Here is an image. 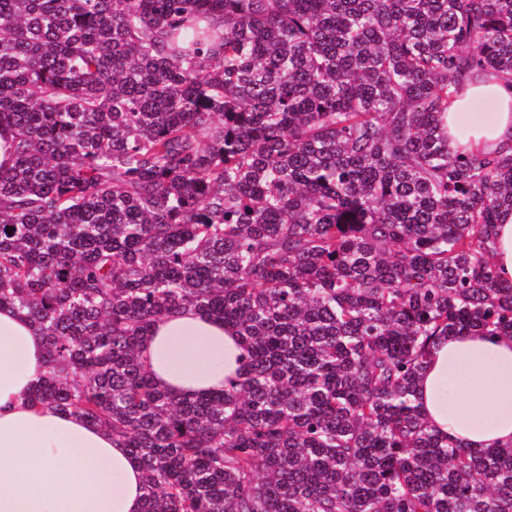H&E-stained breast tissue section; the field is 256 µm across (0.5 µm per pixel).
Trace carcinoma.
<instances>
[{"instance_id":"cac0c4a2","label":"carcinoma","mask_w":512,"mask_h":512,"mask_svg":"<svg viewBox=\"0 0 512 512\" xmlns=\"http://www.w3.org/2000/svg\"><path fill=\"white\" fill-rule=\"evenodd\" d=\"M512 81V0H0V308L34 406L112 433L144 512H512V446L414 403L441 336H512L492 263L512 148L453 151L459 90ZM194 309L244 378L158 387ZM242 354L234 328L191 309L158 320L140 348L154 382L176 397L219 392L240 380Z\"/></svg>"}]
</instances>
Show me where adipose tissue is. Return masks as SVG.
I'll use <instances>...</instances> for the list:
<instances>
[{
	"mask_svg": "<svg viewBox=\"0 0 512 512\" xmlns=\"http://www.w3.org/2000/svg\"><path fill=\"white\" fill-rule=\"evenodd\" d=\"M486 101L494 110L470 116ZM451 149L512 147V84H466L448 112ZM243 341L223 320L188 309L158 320L140 348L154 382L177 397L222 391L243 376ZM46 372L31 321L0 309V512H142L141 468L83 418L32 406ZM415 401L428 425L471 449L512 445V338L463 331L431 349Z\"/></svg>",
	"mask_w": 512,
	"mask_h": 512,
	"instance_id": "1",
	"label": "adipose tissue"
}]
</instances>
